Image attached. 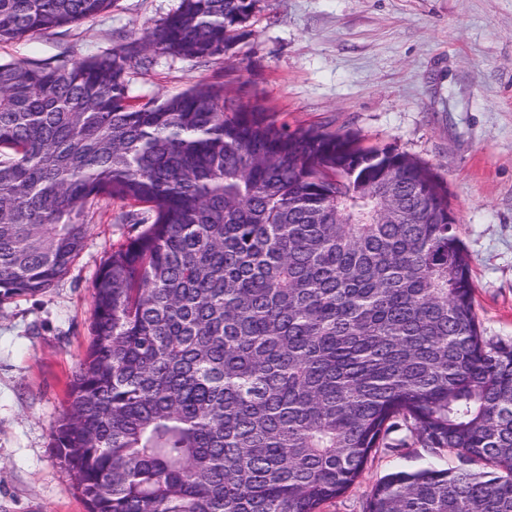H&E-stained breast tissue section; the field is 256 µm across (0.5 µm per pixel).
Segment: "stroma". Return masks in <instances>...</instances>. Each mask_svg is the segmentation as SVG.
<instances>
[{
	"instance_id": "1",
	"label": "stroma",
	"mask_w": 512,
	"mask_h": 512,
	"mask_svg": "<svg viewBox=\"0 0 512 512\" xmlns=\"http://www.w3.org/2000/svg\"><path fill=\"white\" fill-rule=\"evenodd\" d=\"M178 4L120 0L80 26L0 45V60L105 54ZM235 64L249 96L291 128L350 132L434 169L460 220L481 327L512 341V0H260ZM223 78V64L159 56L132 68L131 93L160 97ZM125 211L102 200L68 272L44 294L0 302V512H86L52 432L89 341L95 278L138 232ZM389 440L324 512H362L388 473L456 463L407 429Z\"/></svg>"
}]
</instances>
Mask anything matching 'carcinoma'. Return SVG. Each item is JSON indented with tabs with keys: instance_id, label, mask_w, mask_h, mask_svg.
Returning <instances> with one entry per match:
<instances>
[{
	"instance_id": "carcinoma-1",
	"label": "carcinoma",
	"mask_w": 512,
	"mask_h": 512,
	"mask_svg": "<svg viewBox=\"0 0 512 512\" xmlns=\"http://www.w3.org/2000/svg\"><path fill=\"white\" fill-rule=\"evenodd\" d=\"M259 0H180L140 40L0 63V300L45 293L107 197L143 230L93 285L52 434L87 512H321L401 426L454 468L364 512H512V341L484 335L448 187L223 82L131 95L154 57L228 60ZM118 0H0V44Z\"/></svg>"
}]
</instances>
